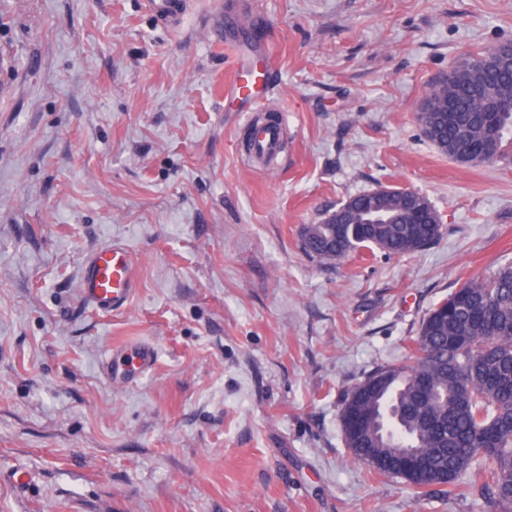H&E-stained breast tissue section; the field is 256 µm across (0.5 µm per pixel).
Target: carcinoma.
Instances as JSON below:
<instances>
[{
  "label": "carcinoma",
  "instance_id": "cac0c4a2",
  "mask_svg": "<svg viewBox=\"0 0 512 512\" xmlns=\"http://www.w3.org/2000/svg\"><path fill=\"white\" fill-rule=\"evenodd\" d=\"M432 99L416 115L425 136L462 164L481 166L497 127L498 142L512 132V57L495 50L463 54L431 85ZM365 195L349 198L340 216L303 229L305 249L333 261L360 249L388 255L417 253L441 234V219L422 194L385 204L379 224L362 220ZM411 364L379 365L365 379L383 380L362 404L358 417L340 411L343 436L355 460L390 476L371 459L415 450L423 473L448 472L446 486L480 493L493 512H512V265L471 279L434 305L413 341Z\"/></svg>",
  "mask_w": 512,
  "mask_h": 512
}]
</instances>
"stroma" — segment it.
<instances>
[{"mask_svg": "<svg viewBox=\"0 0 512 512\" xmlns=\"http://www.w3.org/2000/svg\"><path fill=\"white\" fill-rule=\"evenodd\" d=\"M244 2L286 122L270 168L224 99L225 0L172 27L142 0H0V512H490L369 473L339 409L406 364L436 303L512 264V143L470 167L416 120L461 54L512 42V0ZM383 186L430 200L434 244L304 251L305 225ZM112 242L138 288L106 316L79 282ZM128 342L157 365L112 384Z\"/></svg>", "mask_w": 512, "mask_h": 512, "instance_id": "35a3bbf8", "label": "stroma"}]
</instances>
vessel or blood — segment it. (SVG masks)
I'll return each mask as SVG.
<instances>
[{"mask_svg": "<svg viewBox=\"0 0 512 512\" xmlns=\"http://www.w3.org/2000/svg\"><path fill=\"white\" fill-rule=\"evenodd\" d=\"M148 13L168 26L181 19L185 0H143ZM245 18L226 8L211 29L214 39L222 41L231 66L225 97L235 111L244 115L246 126H254L271 92L275 61L266 41H245ZM138 286L132 253L116 242L97 249L84 262L81 294L95 311L112 314L128 308ZM157 361L155 349L145 343L113 347L105 372L112 383L127 385L152 372Z\"/></svg>", "mask_w": 512, "mask_h": 512, "instance_id": "vessel-or-blood-1", "label": "vessel or blood"}]
</instances>
